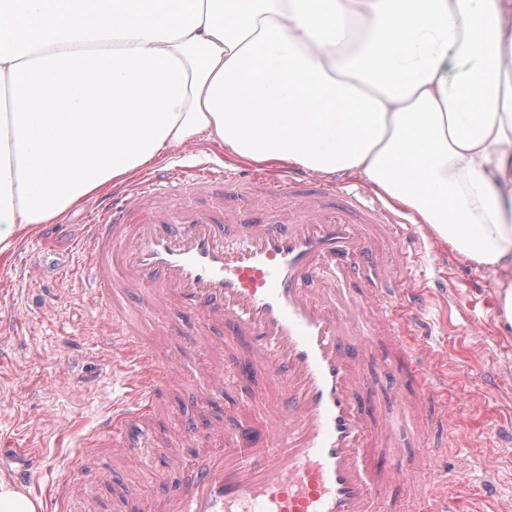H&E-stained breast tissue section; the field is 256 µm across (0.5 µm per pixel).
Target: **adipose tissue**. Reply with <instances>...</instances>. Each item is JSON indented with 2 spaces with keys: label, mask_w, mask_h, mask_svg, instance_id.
<instances>
[{
  "label": "adipose tissue",
  "mask_w": 512,
  "mask_h": 512,
  "mask_svg": "<svg viewBox=\"0 0 512 512\" xmlns=\"http://www.w3.org/2000/svg\"><path fill=\"white\" fill-rule=\"evenodd\" d=\"M0 0V253L205 138L350 172L498 277L512 329V0Z\"/></svg>",
  "instance_id": "ef3b65f1"
}]
</instances>
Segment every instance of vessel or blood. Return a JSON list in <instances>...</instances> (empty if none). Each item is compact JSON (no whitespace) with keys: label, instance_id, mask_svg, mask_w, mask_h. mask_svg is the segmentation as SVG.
<instances>
[{"label":"vessel or blood","instance_id":"1","mask_svg":"<svg viewBox=\"0 0 512 512\" xmlns=\"http://www.w3.org/2000/svg\"><path fill=\"white\" fill-rule=\"evenodd\" d=\"M260 194L239 214L235 233L224 229V196L238 194L235 172L220 167L169 170L141 178L130 198L103 199L78 244L85 286L112 322V352L127 374L122 406L105 414L80 454L94 482L112 480L98 465L101 452L131 457L149 447L160 392H180L187 379L178 359L157 361L139 335L158 306L176 304L198 314L195 344L221 329L234 374L280 384L274 416L256 425L235 421L231 435L182 427L161 455L216 441L163 512H398L384 486L409 489L411 469L400 463L396 423L367 411L360 394L361 336H383L405 356L415 391L407 409H426L447 381L434 374L435 352L413 350L412 327L425 287L403 276L413 265L401 241L407 218L361 188L286 175L255 173ZM287 191L289 223L273 205ZM206 199L207 209L188 199ZM358 277L385 292L373 319L364 306L336 302V290ZM142 306L128 311L130 295ZM61 512H90L91 500L74 478L57 488Z\"/></svg>","mask_w":512,"mask_h":512}]
</instances>
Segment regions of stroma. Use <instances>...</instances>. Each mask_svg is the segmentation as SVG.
<instances>
[{"instance_id":"obj_1","label":"stroma","mask_w":512,"mask_h":512,"mask_svg":"<svg viewBox=\"0 0 512 512\" xmlns=\"http://www.w3.org/2000/svg\"><path fill=\"white\" fill-rule=\"evenodd\" d=\"M232 166L218 145L189 144L170 153L163 169ZM96 196L71 205L53 225L19 237L0 255V478H8L5 461H17L37 472L40 484L34 498L42 512H57L49 500L56 491L59 468L81 452L99 419L124 395L123 375L112 362L110 337L100 335V312L88 298L75 269L80 262L77 244L94 215ZM412 236L422 238L413 275L430 284L455 282L461 302L430 297L426 319L433 326L431 342L448 354L437 364L448 386L436 401L450 409L449 420L412 416L409 432L399 447L400 457L422 479L439 475L437 495L447 497L454 512H512V334L495 325L497 287L491 271L478 270L441 243L424 224L413 225ZM162 327L145 325L140 339L158 358H179L191 377H205L224 350L195 349L196 318L177 307L161 311ZM476 332L463 334L462 320ZM382 341H374L362 358L368 373V398L381 416L397 412L392 387L400 361L382 356ZM167 415L152 426L164 441L173 426L208 420L222 428L232 425L219 402H202L191 386L165 395ZM200 449H186L175 463L135 459L117 467V479L91 486L96 512H125L127 486L139 489L145 502L173 491L184 472L198 460ZM496 468L499 478L484 486L483 470Z\"/></svg>"}]
</instances>
